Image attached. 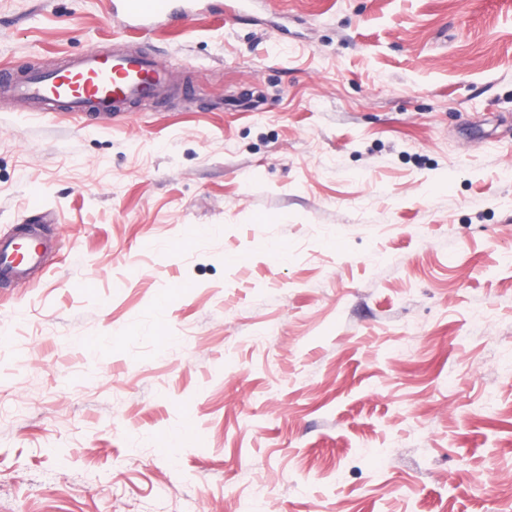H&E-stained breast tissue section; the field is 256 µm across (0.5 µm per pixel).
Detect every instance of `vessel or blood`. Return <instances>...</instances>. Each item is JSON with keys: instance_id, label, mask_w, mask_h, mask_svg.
<instances>
[{"instance_id": "b4317fda", "label": "vessel or blood", "mask_w": 512, "mask_h": 512, "mask_svg": "<svg viewBox=\"0 0 512 512\" xmlns=\"http://www.w3.org/2000/svg\"><path fill=\"white\" fill-rule=\"evenodd\" d=\"M113 15L136 33L171 19L174 0H111ZM175 88L169 69L153 56L97 49L49 72L0 69V93L30 102L40 111L81 122L114 118L144 99L167 101ZM48 245L38 225H28L22 241L0 239V281L20 284L41 265Z\"/></svg>"}]
</instances>
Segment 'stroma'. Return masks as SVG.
I'll use <instances>...</instances> for the list:
<instances>
[{
	"label": "stroma",
	"mask_w": 512,
	"mask_h": 512,
	"mask_svg": "<svg viewBox=\"0 0 512 512\" xmlns=\"http://www.w3.org/2000/svg\"><path fill=\"white\" fill-rule=\"evenodd\" d=\"M248 2L0 0V67L178 87L0 98V237L53 217L0 288V512H512V0ZM174 0H110L113 16H120L125 31L136 33L171 19L176 14ZM174 88L155 56L127 51L90 49L45 73L0 69V93L80 122L118 117L144 99L165 102Z\"/></svg>",
	"instance_id": "obj_1"
}]
</instances>
